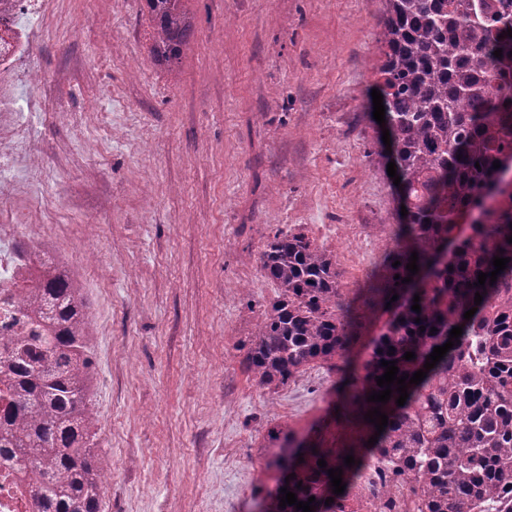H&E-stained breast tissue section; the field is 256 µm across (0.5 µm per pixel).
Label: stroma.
I'll use <instances>...</instances> for the list:
<instances>
[{
	"label": "stroma",
	"instance_id": "obj_1",
	"mask_svg": "<svg viewBox=\"0 0 512 512\" xmlns=\"http://www.w3.org/2000/svg\"><path fill=\"white\" fill-rule=\"evenodd\" d=\"M173 69L145 0H61L37 38L41 196L60 241L42 259L82 286L91 402L110 466L100 512H257L268 433L334 415L312 367L260 387L242 361L275 286L257 257L280 229L332 255L346 294L390 245L389 182L362 118L385 61L384 0H188Z\"/></svg>",
	"mask_w": 512,
	"mask_h": 512
}]
</instances>
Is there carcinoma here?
Wrapping results in <instances>:
<instances>
[{
	"label": "carcinoma",
	"instance_id": "obj_1",
	"mask_svg": "<svg viewBox=\"0 0 512 512\" xmlns=\"http://www.w3.org/2000/svg\"><path fill=\"white\" fill-rule=\"evenodd\" d=\"M145 2L155 62H179L196 27L187 0ZM385 3L386 61L375 89L391 150L374 154L384 169L396 164L397 205L408 214L391 225L382 274L351 296L338 288L332 256L301 232L277 230L259 254L278 295L264 310L246 370L276 390L319 366L344 387L332 424L307 434L269 432L266 466L280 477L261 512H298L280 507L283 487L299 501L315 497L314 512H361L367 504L380 512H512V37H500L512 30V0ZM471 210L480 220L460 222ZM414 251L415 275L406 269ZM496 256L510 259L497 281L473 286L479 272L494 270ZM26 304L45 335L19 338L0 360L7 378L0 456L34 476L35 512H99L106 464L92 432L89 316L79 287L51 268ZM455 326L463 328L459 343L421 383L407 385L404 405L396 404L395 383L387 403L367 401L381 390V361L411 375ZM370 327L369 358L353 367L349 355ZM407 351L416 358L403 359ZM377 406L388 425L370 445L376 427L364 415ZM347 455L355 465L344 464ZM338 467L346 483L340 495L327 473Z\"/></svg>",
	"mask_w": 512,
	"mask_h": 512
}]
</instances>
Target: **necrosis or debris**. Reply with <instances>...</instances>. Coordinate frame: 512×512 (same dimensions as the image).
I'll return each instance as SVG.
<instances>
[{
	"label": "necrosis or debris",
	"mask_w": 512,
	"mask_h": 512,
	"mask_svg": "<svg viewBox=\"0 0 512 512\" xmlns=\"http://www.w3.org/2000/svg\"><path fill=\"white\" fill-rule=\"evenodd\" d=\"M51 9V0H0V357L14 337L27 335L22 297L41 275L34 259L41 225L32 212L44 154L29 116L41 112L48 124L77 119L70 112H42L34 96L17 101L24 85L46 81L28 70L27 61ZM0 512H34L32 488L12 460L0 459Z\"/></svg>",
	"instance_id": "obj_1"
}]
</instances>
